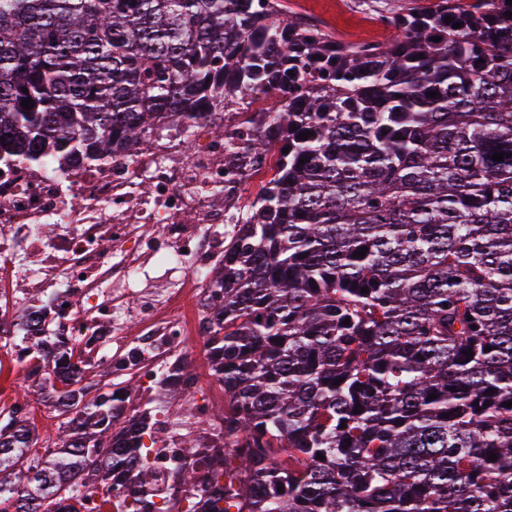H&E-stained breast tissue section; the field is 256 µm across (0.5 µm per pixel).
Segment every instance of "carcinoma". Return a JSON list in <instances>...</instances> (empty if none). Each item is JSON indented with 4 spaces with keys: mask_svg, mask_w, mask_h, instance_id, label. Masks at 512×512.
Returning <instances> with one entry per match:
<instances>
[{
    "mask_svg": "<svg viewBox=\"0 0 512 512\" xmlns=\"http://www.w3.org/2000/svg\"><path fill=\"white\" fill-rule=\"evenodd\" d=\"M380 20L392 38L350 43L279 0H0L1 166L101 163L188 101L271 174L224 195L204 336L224 416L168 475L189 512H512V5ZM15 346L0 512H162L128 487L165 447L153 409L120 419L137 374L49 323ZM32 395L55 408L40 448ZM12 367L16 372H24L29 365L28 358L18 349H12L7 355ZM16 372L11 371L5 364L0 370V387L13 386L14 379L17 378Z\"/></svg>",
    "mask_w": 512,
    "mask_h": 512,
    "instance_id": "cac0c4a2",
    "label": "carcinoma"
}]
</instances>
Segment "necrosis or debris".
I'll list each match as a JSON object with an SVG mask.
<instances>
[{"label": "necrosis or debris", "mask_w": 512, "mask_h": 512, "mask_svg": "<svg viewBox=\"0 0 512 512\" xmlns=\"http://www.w3.org/2000/svg\"><path fill=\"white\" fill-rule=\"evenodd\" d=\"M229 145L209 117L184 104L161 114L134 150H118L95 166L65 165L40 173L23 161L0 172V331L31 335L26 314L47 298L61 336H108L112 368H130V335L145 362L139 393L127 398L135 415L158 382L183 390L158 361L178 354L204 360L201 322L210 301L209 278L224 251L225 185L241 187L224 170ZM155 267L168 286L141 284ZM196 406L184 414L168 450L153 461L157 477L175 465L172 450L190 435L209 443L217 424L211 386L197 383Z\"/></svg>", "instance_id": "necrosis-or-debris-1"}]
</instances>
